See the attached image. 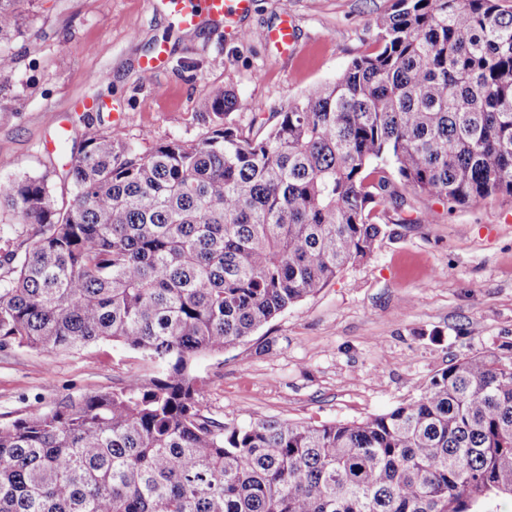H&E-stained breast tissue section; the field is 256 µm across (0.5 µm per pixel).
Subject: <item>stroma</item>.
Returning <instances> with one entry per match:
<instances>
[{"instance_id":"35a3bbf8","label":"stroma","mask_w":512,"mask_h":512,"mask_svg":"<svg viewBox=\"0 0 512 512\" xmlns=\"http://www.w3.org/2000/svg\"><path fill=\"white\" fill-rule=\"evenodd\" d=\"M391 5L253 0L240 38L207 17L183 27L168 0H32L12 42L14 69L0 80V191L70 161L56 152L58 118L77 145L120 115L145 150L204 136L195 103L223 90L244 103L236 123L260 127L372 52L374 20ZM284 7L297 50L282 59L268 53L266 36ZM159 44L167 58L145 79L139 63ZM86 96L95 109L80 108ZM145 131L151 141L141 140ZM391 220L368 258L236 347L193 360L203 415L235 425L361 422L416 397L452 360L512 358V198L451 209L420 196ZM157 373L154 360L112 341L51 358L0 349V424Z\"/></svg>"}]
</instances>
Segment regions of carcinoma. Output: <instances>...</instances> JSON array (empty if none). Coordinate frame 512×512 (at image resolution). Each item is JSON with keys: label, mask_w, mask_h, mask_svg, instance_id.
<instances>
[{"label": "carcinoma", "mask_w": 512, "mask_h": 512, "mask_svg": "<svg viewBox=\"0 0 512 512\" xmlns=\"http://www.w3.org/2000/svg\"><path fill=\"white\" fill-rule=\"evenodd\" d=\"M24 0H0V77ZM393 0L375 50L243 132L218 91L206 135L141 153L89 134L0 194L35 224L0 258V348L119 342L161 364L0 424V512H479L512 497V359H459L362 422L229 426L190 371L313 295L386 233L398 191L452 209L512 196V6Z\"/></svg>", "instance_id": "carcinoma-1"}]
</instances>
